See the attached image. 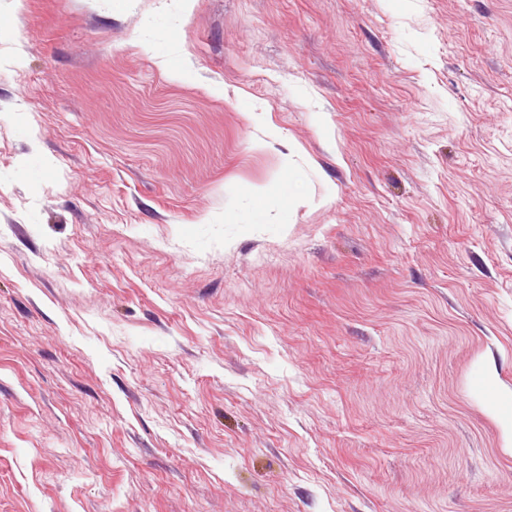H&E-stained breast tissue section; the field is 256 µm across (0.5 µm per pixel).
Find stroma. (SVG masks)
<instances>
[{
    "label": "stroma",
    "mask_w": 512,
    "mask_h": 512,
    "mask_svg": "<svg viewBox=\"0 0 512 512\" xmlns=\"http://www.w3.org/2000/svg\"><path fill=\"white\" fill-rule=\"evenodd\" d=\"M0 16V512H512V0Z\"/></svg>",
    "instance_id": "1"
}]
</instances>
